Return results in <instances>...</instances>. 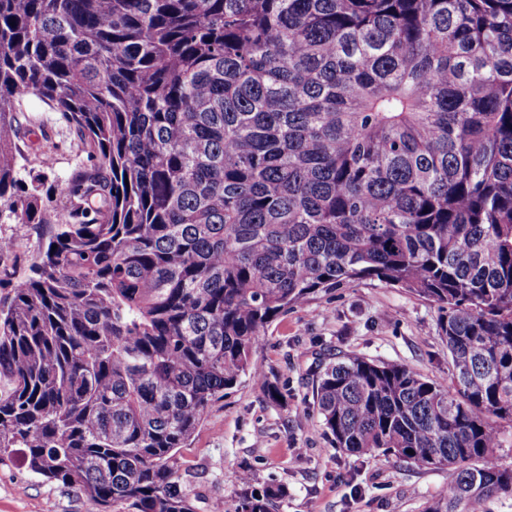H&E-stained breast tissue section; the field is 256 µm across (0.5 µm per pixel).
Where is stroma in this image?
<instances>
[{
    "label": "stroma",
    "mask_w": 512,
    "mask_h": 512,
    "mask_svg": "<svg viewBox=\"0 0 512 512\" xmlns=\"http://www.w3.org/2000/svg\"><path fill=\"white\" fill-rule=\"evenodd\" d=\"M22 110L31 118L27 154L51 151L54 179L66 180L82 157L76 140L39 97H28ZM438 319L436 305L369 280L320 294L276 318L252 359L279 385L281 401L269 402L243 379L210 406L177 454L194 512H210L219 500L233 505L246 471L287 486L277 512H422L426 501L445 492L450 471L339 451L313 407L312 380L332 355L348 351L447 380L451 365ZM86 509L81 493L33 474L21 454L0 461V512Z\"/></svg>",
    "instance_id": "35a3bbf8"
}]
</instances>
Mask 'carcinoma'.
Listing matches in <instances>:
<instances>
[{
    "label": "carcinoma",
    "mask_w": 512,
    "mask_h": 512,
    "mask_svg": "<svg viewBox=\"0 0 512 512\" xmlns=\"http://www.w3.org/2000/svg\"><path fill=\"white\" fill-rule=\"evenodd\" d=\"M38 95L83 159H25ZM64 197L58 206L54 195ZM0 461L88 512H194L176 468L266 326L373 280L435 304L451 383L345 353L335 448L448 468L423 512L512 497V0H0ZM234 512L286 489L243 481ZM0 234L12 236L19 244V264L27 267L37 251V234L28 224H0Z\"/></svg>",
    "instance_id": "carcinoma-1"
}]
</instances>
